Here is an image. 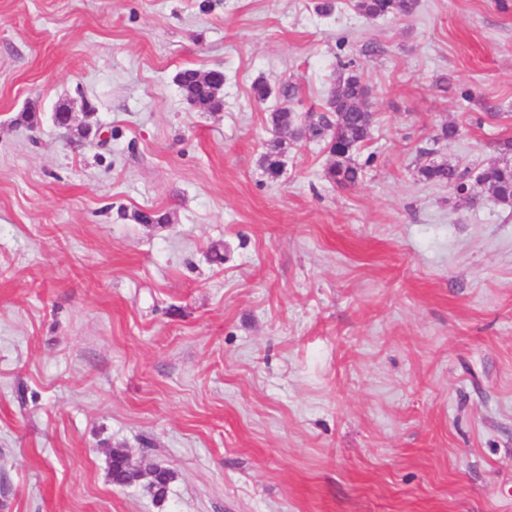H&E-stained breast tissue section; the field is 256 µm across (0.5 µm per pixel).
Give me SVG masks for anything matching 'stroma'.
Masks as SVG:
<instances>
[{
    "instance_id": "obj_1",
    "label": "stroma",
    "mask_w": 512,
    "mask_h": 512,
    "mask_svg": "<svg viewBox=\"0 0 512 512\" xmlns=\"http://www.w3.org/2000/svg\"><path fill=\"white\" fill-rule=\"evenodd\" d=\"M334 3L0 0V512H512V209L417 175L512 162V0ZM347 65L361 180L269 176ZM353 7L367 18L387 15L409 16L417 5V0H354ZM198 74L199 71L195 69H184L176 75V83L186 100L203 112L220 109L222 98L216 90L224 74L221 71L212 72L216 78H201ZM266 152L261 157V163L264 169L272 176H278L283 162L281 157L287 149L285 141L273 139L267 144ZM133 467L128 456L122 449H112L109 473L114 484L126 486L137 482L138 480L133 479Z\"/></svg>"
}]
</instances>
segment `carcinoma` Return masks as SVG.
<instances>
[{"instance_id":"1","label":"carcinoma","mask_w":512,"mask_h":512,"mask_svg":"<svg viewBox=\"0 0 512 512\" xmlns=\"http://www.w3.org/2000/svg\"><path fill=\"white\" fill-rule=\"evenodd\" d=\"M417 0H354L353 7L367 18L387 15L409 16ZM224 74L213 72L211 78L199 77V71L184 69L176 75V83L186 100L203 112H214L221 108L222 98L217 87ZM369 88L361 75L355 71L341 73L336 77V89L327 100V113L310 114L306 120L287 106L269 112V123L275 133L288 132L291 141L313 140L325 143L332 162L326 169L329 181L347 186L355 184L362 176V168L352 162V156L369 140L374 125V112L369 108ZM287 149L285 141L269 142L261 157L264 169L277 176L283 162L281 157ZM419 174L427 180L446 182L460 194L467 190L466 175L455 168L440 164H427L419 168ZM479 182L484 190L504 206H512V163L494 162L480 173ZM158 480L151 486L156 499L167 496L173 473L159 468ZM110 476L116 485L126 486L135 482L133 465L120 448L112 449Z\"/></svg>"}]
</instances>
